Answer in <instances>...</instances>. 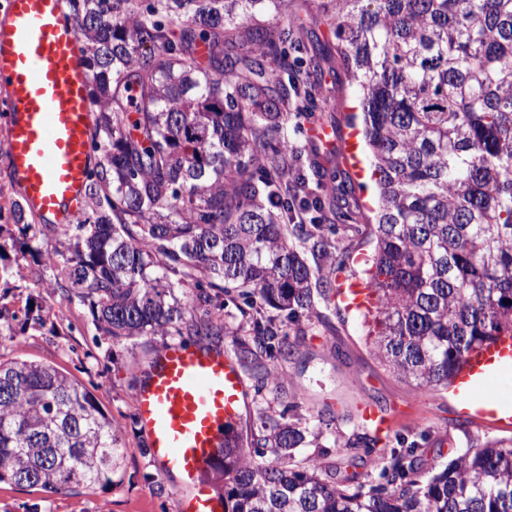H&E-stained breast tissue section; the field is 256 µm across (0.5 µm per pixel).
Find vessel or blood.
<instances>
[{"instance_id":"vessel-or-blood-1","label":"vessel or blood","mask_w":512,"mask_h":512,"mask_svg":"<svg viewBox=\"0 0 512 512\" xmlns=\"http://www.w3.org/2000/svg\"><path fill=\"white\" fill-rule=\"evenodd\" d=\"M78 30L64 0H5L0 6V96L8 121L5 143L13 185L40 221L69 226L83 214L93 160V110ZM338 296L372 307L375 291L344 277ZM512 335L471 350L449 387L457 414L500 431L512 429ZM137 418L161 475L178 474V512H224L223 501L196 482L222 453L224 431L237 424L248 398L235 361L178 341L162 346L149 379L134 391ZM364 425L388 436L395 414L361 406Z\"/></svg>"}]
</instances>
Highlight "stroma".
Here are the masks:
<instances>
[{"label":"stroma","instance_id":"stroma-1","mask_svg":"<svg viewBox=\"0 0 512 512\" xmlns=\"http://www.w3.org/2000/svg\"><path fill=\"white\" fill-rule=\"evenodd\" d=\"M317 2L284 0L279 12L269 18L270 26L278 31L306 29V36L287 48L290 59L300 63L308 62L317 44L333 38L317 13ZM329 90L339 103L337 111L293 117L285 129L297 149L306 148L310 126L325 125L342 132L348 128V116L359 112L361 91L334 61L324 64L310 93L317 99ZM315 162L325 187L336 189L346 204H368V161L352 169L325 149ZM17 198L5 140L0 137V313L12 320L11 335L0 336V359L20 356L49 364L86 385L100 409L123 422L124 457L113 483L106 485L50 492L26 483L1 482L0 512H98L103 504L110 512H176L175 480L157 473L143 445L133 401L139 367L149 366L155 350L167 344V337L141 336L119 342L100 335L89 307L79 299H66L55 286L54 269L36 260V251L52 250L57 236L37 226L27 234L19 233L11 217ZM31 303L42 306L44 325L22 324L21 317ZM303 327L301 335L292 328L287 331L295 355L273 361L283 377L278 388L259 391L253 380H246L249 399L240 430L252 426L258 413L282 415L315 436L313 447L296 449V460L332 459L339 454L341 441L363 432L361 405L378 404L393 411L407 403L410 413L398 417L391 445L418 444L425 469L432 474L463 455L470 443L503 438V431L459 422L447 391L419 390L383 365L366 341V327L353 313L321 300Z\"/></svg>","mask_w":512,"mask_h":512}]
</instances>
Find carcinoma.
Masks as SVG:
<instances>
[{"instance_id": "1", "label": "carcinoma", "mask_w": 512, "mask_h": 512, "mask_svg": "<svg viewBox=\"0 0 512 512\" xmlns=\"http://www.w3.org/2000/svg\"><path fill=\"white\" fill-rule=\"evenodd\" d=\"M281 0H68L101 107L86 216L46 228L64 237L43 255L55 285L89 304L114 340L147 334L221 336L224 306H248L249 336L235 356L262 390L280 384L267 364L294 355L280 325L302 332L314 296L330 300L344 253L314 272L282 224L288 177L308 188L303 154L279 132L290 107L314 103L308 78L267 56L265 17ZM336 36L313 70L339 58L363 92L364 136L378 176L375 243L364 280L378 293L363 316L378 360L420 390L448 388L467 354L512 335V0H320ZM299 208L340 206L333 194ZM327 250L331 224L300 228ZM276 314L271 315L269 311ZM123 425L57 368L0 361V483L57 491L111 484ZM354 434L336 460L303 464L305 431L261 419L249 447L232 433L224 457V512H512V439L471 443L427 478L417 445L377 448ZM382 463L365 489L357 469Z\"/></svg>"}]
</instances>
